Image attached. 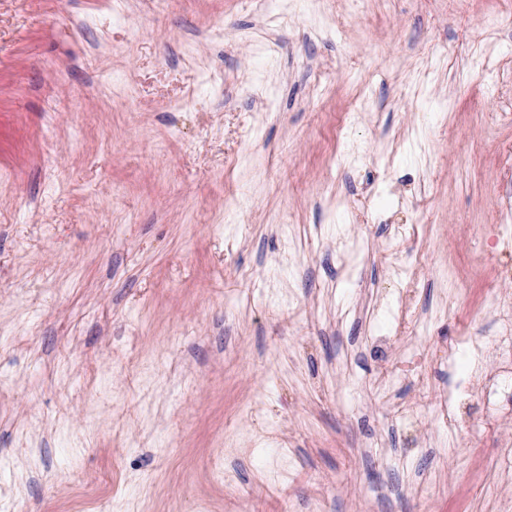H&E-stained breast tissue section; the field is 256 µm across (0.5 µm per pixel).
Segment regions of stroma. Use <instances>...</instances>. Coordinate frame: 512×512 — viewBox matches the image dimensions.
<instances>
[{
	"label": "stroma",
	"instance_id": "35a3bbf8",
	"mask_svg": "<svg viewBox=\"0 0 512 512\" xmlns=\"http://www.w3.org/2000/svg\"><path fill=\"white\" fill-rule=\"evenodd\" d=\"M119 6L0 0V512H512V0Z\"/></svg>",
	"mask_w": 512,
	"mask_h": 512
}]
</instances>
